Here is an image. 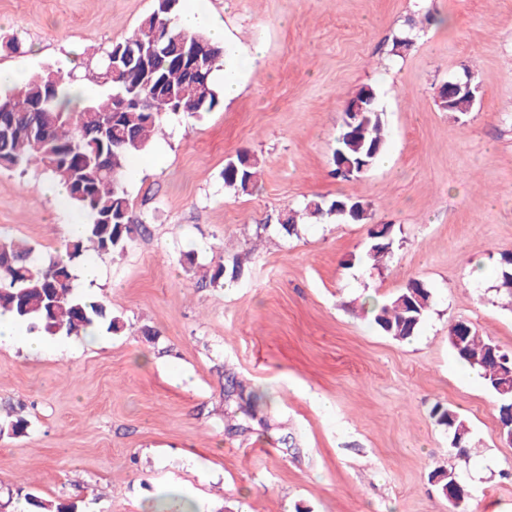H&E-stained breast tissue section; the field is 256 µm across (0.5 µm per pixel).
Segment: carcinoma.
<instances>
[{"instance_id":"cac0c4a2","label":"carcinoma","mask_w":512,"mask_h":512,"mask_svg":"<svg viewBox=\"0 0 512 512\" xmlns=\"http://www.w3.org/2000/svg\"><path fill=\"white\" fill-rule=\"evenodd\" d=\"M180 0H156L155 8L124 40L112 44L104 64L111 71L118 59L134 71L130 80L111 79L109 93L89 99L75 111L65 100L68 76L51 66L29 77L20 89L0 94V169L26 172L39 169L65 185L69 201L90 216L84 237L67 247L68 261L43 259L24 241L0 238V313H10L31 332L78 336L89 327H103L120 333L125 324L103 304L87 302L74 294L71 261L87 248L101 254L122 253L147 228L135 223L130 210L123 175L128 161L147 151L154 131L169 113L201 117L220 105L212 80L215 65L226 54L224 45L202 32L177 28L175 19ZM204 40L208 53L191 64L177 58L193 44ZM382 116L371 112L365 122L352 127L343 121L336 136L334 174L349 177L341 164L375 163L385 149ZM259 159L240 152L224 165V187L236 194H247L256 185ZM336 200L315 197L302 209L279 214L278 230L288 236L299 234L306 219L329 217ZM393 256V246L382 239L369 242L364 261L377 268ZM241 273L238 260L231 267L220 265L210 275V283L224 284ZM501 287L512 291V253L498 261ZM432 307V292L419 279H411L395 295L365 310L370 322L395 340L413 338ZM493 342L472 329L462 348L455 350L462 363L479 371L486 387L498 403L500 420L512 409V378H504L494 363L485 360ZM263 396L245 393L235 374H224V433L230 438L252 431ZM435 423L448 429L450 441L462 440L472 448L467 421L450 408L437 405L432 410ZM26 502L33 512H74L29 494Z\"/></svg>"}]
</instances>
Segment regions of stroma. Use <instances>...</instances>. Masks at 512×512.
<instances>
[{"mask_svg": "<svg viewBox=\"0 0 512 512\" xmlns=\"http://www.w3.org/2000/svg\"><path fill=\"white\" fill-rule=\"evenodd\" d=\"M221 19L227 55L216 72L240 93L200 118L163 119L125 173L147 234L112 256L91 298L126 325L92 339L50 336L33 357L0 346V512L25 493L77 512H448L431 480L455 469L464 512H512V446L498 437V406L448 344L466 321L512 353V299L496 261L512 252V0H199ZM154 0H0V65L33 74L82 50L96 71ZM410 33L412 44L394 51ZM18 46H9L10 38ZM262 46L260 58L251 49ZM471 75L472 112H445L444 83ZM372 88L386 148L362 174L334 178L346 102ZM264 165L235 195L221 173L239 152ZM39 171L0 170V236L43 257L66 248L74 206L45 195ZM351 197L370 219L300 226L279 212L311 197ZM390 224L392 259L362 263L371 225ZM195 251V265L181 263ZM240 262L236 281L211 284ZM432 310L398 342L364 313L409 279ZM266 393L255 426L224 434V372ZM324 399L321 409L316 399ZM455 409L476 447L459 459L434 424ZM27 420L24 433L5 431ZM293 435L296 447L280 439Z\"/></svg>", "mask_w": 512, "mask_h": 512, "instance_id": "obj_1", "label": "stroma"}]
</instances>
